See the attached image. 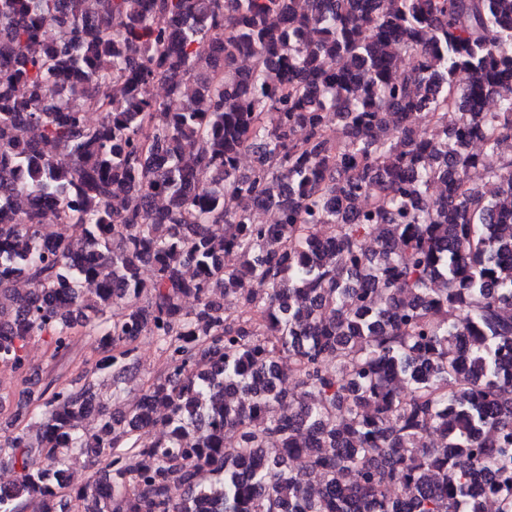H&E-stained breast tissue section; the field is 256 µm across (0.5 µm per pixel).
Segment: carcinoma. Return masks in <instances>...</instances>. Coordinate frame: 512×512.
<instances>
[{"label":"carcinoma","instance_id":"1","mask_svg":"<svg viewBox=\"0 0 512 512\" xmlns=\"http://www.w3.org/2000/svg\"><path fill=\"white\" fill-rule=\"evenodd\" d=\"M511 140L512 0H0V512H512ZM94 336L83 330L73 337L71 351L66 356H56L49 336L34 337L27 347L29 366L39 373L40 382L35 388L42 391L51 380L69 384L82 372L90 371L100 357L95 350ZM139 362L138 376L125 386L120 399L112 402V410H125L140 396L142 389L163 374L164 358L159 346L151 338H142L136 352ZM29 385H23L18 376L0 366V424L4 425L12 417L16 404L22 398V392ZM2 397V398H1Z\"/></svg>","mask_w":512,"mask_h":512}]
</instances>
